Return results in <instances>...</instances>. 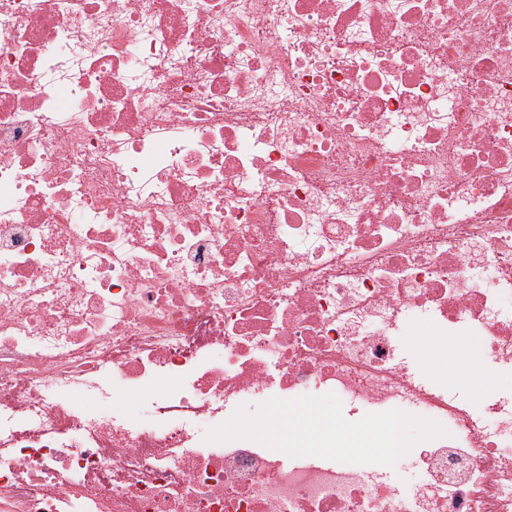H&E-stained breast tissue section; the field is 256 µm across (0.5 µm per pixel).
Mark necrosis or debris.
I'll use <instances>...</instances> for the list:
<instances>
[{
  "instance_id": "4bbe7bcc",
  "label": "necrosis or debris",
  "mask_w": 512,
  "mask_h": 512,
  "mask_svg": "<svg viewBox=\"0 0 512 512\" xmlns=\"http://www.w3.org/2000/svg\"><path fill=\"white\" fill-rule=\"evenodd\" d=\"M412 324L512 373V0H0V512H512ZM329 392L446 428L411 493L204 439Z\"/></svg>"
}]
</instances>
